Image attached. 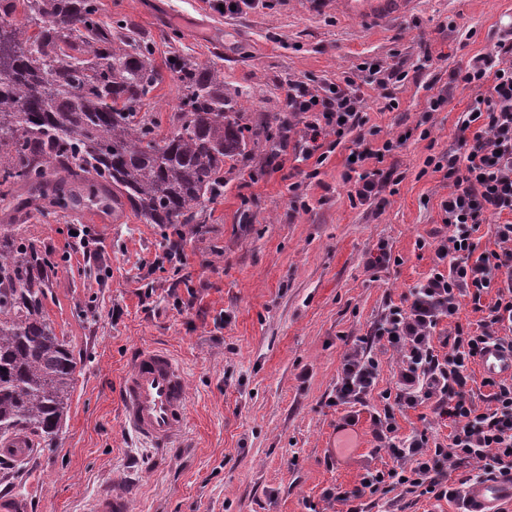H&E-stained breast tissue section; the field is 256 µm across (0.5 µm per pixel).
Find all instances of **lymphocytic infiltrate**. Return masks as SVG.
Returning a JSON list of instances; mask_svg holds the SVG:
<instances>
[{
    "instance_id": "f902f5d3",
    "label": "lymphocytic infiltrate",
    "mask_w": 512,
    "mask_h": 512,
    "mask_svg": "<svg viewBox=\"0 0 512 512\" xmlns=\"http://www.w3.org/2000/svg\"><path fill=\"white\" fill-rule=\"evenodd\" d=\"M450 80L476 96L458 120L455 148L425 160L450 187L440 203L447 232L417 239L418 248H433L434 266L400 303H386L373 328L376 343L396 356L395 387L380 393L384 408L371 416L374 437L395 464L365 470L359 487L336 493L345 512H365L364 495L384 496L400 486L456 502L468 484L512 472V379L483 378L488 392L479 400L469 386V366L487 346L512 349V221L496 225L495 249L480 250L474 238L488 216L512 214V36L453 70ZM287 101L289 117L303 125L293 150L305 160L327 138L343 141L367 123L361 86L348 76L325 86L289 81ZM357 143L343 178L350 200L365 202L385 188L379 164L401 141L389 138L377 149L362 136ZM490 292L494 302L483 304ZM466 298L483 314L473 328L459 321ZM443 323L448 332L441 336ZM378 376L370 346L345 352L332 403L346 408L347 424H355L357 407L377 391ZM422 405L447 420V443L430 442L423 430L398 436L396 411Z\"/></svg>"
}]
</instances>
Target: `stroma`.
I'll list each match as a JSON object with an SVG mask.
<instances>
[{"label": "stroma", "instance_id": "35a3bbf8", "mask_svg": "<svg viewBox=\"0 0 512 512\" xmlns=\"http://www.w3.org/2000/svg\"><path fill=\"white\" fill-rule=\"evenodd\" d=\"M99 2L102 21L127 20L153 47L161 79L148 111L161 131L179 105L167 61L180 53L223 66L224 96L251 128L284 115L289 81L334 82L364 63L400 70L402 81L371 89L369 124L377 147L388 132L412 136L385 157L384 191L358 204L343 180L354 136L324 145L323 164L291 158L279 171L253 145L247 158L225 162L224 194L209 204L207 223L184 226L178 270L155 263L165 226L128 210L116 218L90 202L15 225L53 263L45 311L77 369L58 435L11 460L0 499H15L21 512H87L112 485L129 494L133 512H340L326 492L392 464L376 448L370 412L382 410L380 394L396 381L394 357L373 346L377 393L341 431L344 412L331 399L342 356L434 265L416 241L441 227L449 187L424 161L454 147L475 97L449 87V74L512 28V0H415L377 28L333 8L309 11L303 0H254L235 14L221 11L222 0ZM426 55L432 64L420 67ZM444 89L447 105L430 111L432 92ZM389 96L398 102L390 112ZM82 224L101 237L100 260L73 252L69 232ZM381 240L393 260L369 268ZM138 347L169 349L187 370L186 446L164 456L119 420L118 380Z\"/></svg>", "mask_w": 512, "mask_h": 512}]
</instances>
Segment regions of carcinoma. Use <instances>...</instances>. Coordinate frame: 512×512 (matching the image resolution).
I'll return each instance as SVG.
<instances>
[{"mask_svg":"<svg viewBox=\"0 0 512 512\" xmlns=\"http://www.w3.org/2000/svg\"><path fill=\"white\" fill-rule=\"evenodd\" d=\"M0 0V205L13 224L77 210L88 193L145 224H204L224 194V160L244 156V113L224 98V71L173 55L181 105L166 134L140 115L160 74L126 21L99 0ZM51 264L0 231V438L53 440L69 410L77 360L44 312Z\"/></svg>","mask_w":512,"mask_h":512,"instance_id":"carcinoma-1","label":"carcinoma"}]
</instances>
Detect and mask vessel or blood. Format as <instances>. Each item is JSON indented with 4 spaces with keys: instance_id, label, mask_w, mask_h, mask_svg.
I'll use <instances>...</instances> for the list:
<instances>
[{
    "instance_id": "b4317fda",
    "label": "vessel or blood",
    "mask_w": 512,
    "mask_h": 512,
    "mask_svg": "<svg viewBox=\"0 0 512 512\" xmlns=\"http://www.w3.org/2000/svg\"><path fill=\"white\" fill-rule=\"evenodd\" d=\"M414 0H336L343 17L373 25L406 14ZM479 363L489 376H512V351L487 347ZM122 426L159 452L177 447L188 423L190 398L183 365L168 351L137 349L119 388ZM466 512H495L512 499V473L471 484L465 490ZM89 512H131L126 493L106 487L91 501Z\"/></svg>"
}]
</instances>
